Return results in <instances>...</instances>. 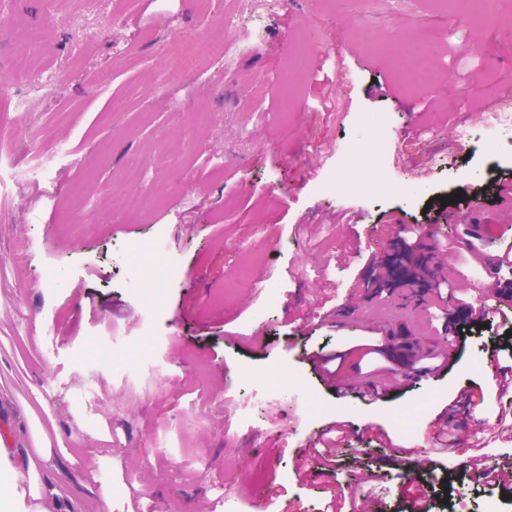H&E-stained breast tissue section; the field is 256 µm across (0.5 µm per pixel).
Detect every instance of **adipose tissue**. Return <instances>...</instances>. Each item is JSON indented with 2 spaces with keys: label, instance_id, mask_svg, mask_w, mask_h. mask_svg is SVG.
Segmentation results:
<instances>
[{
  "label": "adipose tissue",
  "instance_id": "obj_1",
  "mask_svg": "<svg viewBox=\"0 0 512 512\" xmlns=\"http://www.w3.org/2000/svg\"><path fill=\"white\" fill-rule=\"evenodd\" d=\"M34 412L30 406H23L22 413L17 417L15 424L11 426L12 436H31L34 447L39 450L38 458H31L27 454H20L18 464L20 467L31 469L34 474V481L31 487V494L40 500L56 499L59 490L55 474L58 470V460L53 453L49 441L36 430Z\"/></svg>",
  "mask_w": 512,
  "mask_h": 512
}]
</instances>
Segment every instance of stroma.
Returning a JSON list of instances; mask_svg holds the SVG:
<instances>
[{"mask_svg":"<svg viewBox=\"0 0 512 512\" xmlns=\"http://www.w3.org/2000/svg\"><path fill=\"white\" fill-rule=\"evenodd\" d=\"M0 0L10 24L33 29L35 43L0 35V161L27 167L62 142L47 178L0 190V413L22 404L35 412L60 460L58 489L74 512H219L225 493L273 489L279 504L302 512H357L376 498L379 512H409L406 470L427 480L430 512L461 500L481 512L495 496L512 512V492L473 479L476 465L512 472V389L485 352L503 330L476 327L450 312L488 288L496 261L512 247V207L493 181L512 173L471 134L486 108L505 104L512 80V0L508 21L482 27L478 17L449 18L431 0ZM422 31L435 60L416 95L395 82L389 54L370 48ZM258 31L257 48L230 71L166 80L171 37L210 42ZM343 55L336 80L326 51ZM306 53L310 74L286 94L288 69ZM26 110L13 107L14 100ZM387 115L389 131L367 126ZM398 155L386 182L409 196L377 190L322 193L347 176L356 151ZM141 165L127 181L131 161ZM124 183L122 194L110 192ZM463 193L443 218L430 203ZM496 220L495 237L467 245L474 227L470 195ZM398 216L424 227L433 258L443 260L452 298L415 306L399 294L364 297L370 244L394 255ZM161 240L182 276L158 274L130 245ZM59 277L45 280L47 265ZM144 271L140 287L127 273ZM278 289L264 312L265 289ZM124 339L113 347V337ZM380 342L408 356L453 347L450 364L401 381L389 358L361 353ZM339 352L340 367L361 385H385L378 398L340 396L314 371L319 348ZM302 376L322 410L307 419L299 395L238 412L246 382L261 385L271 366ZM98 398L81 391L87 375ZM482 390L479 410L462 395ZM451 421L447 456L418 467L440 424ZM337 428L322 465L311 440ZM168 453L157 457L154 443ZM205 463L184 469V457ZM455 464L444 484L445 457ZM108 481H100L103 471ZM372 484L352 483L359 473Z\"/></svg>","mask_w":512,"mask_h":512,"instance_id":"1","label":"stroma"}]
</instances>
